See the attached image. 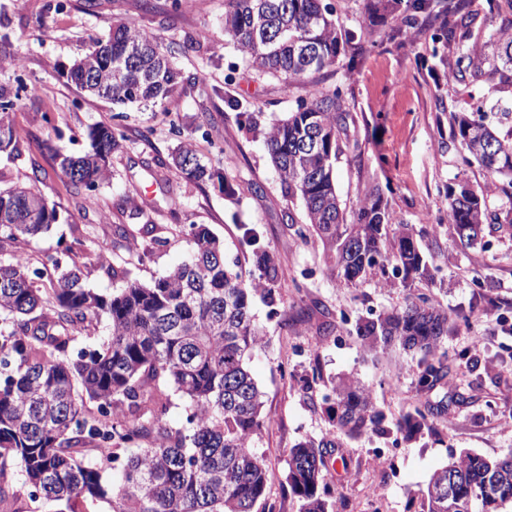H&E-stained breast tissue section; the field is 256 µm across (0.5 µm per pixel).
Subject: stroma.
Listing matches in <instances>:
<instances>
[{"instance_id": "1", "label": "stroma", "mask_w": 512, "mask_h": 512, "mask_svg": "<svg viewBox=\"0 0 512 512\" xmlns=\"http://www.w3.org/2000/svg\"><path fill=\"white\" fill-rule=\"evenodd\" d=\"M328 2L354 38L335 65L291 84L251 67L225 36L224 0L181 6L174 0H0V36H8L16 58L0 69V83L19 95L21 128L20 157L0 158V187L38 175L40 189L66 215L30 239L25 249L31 256L69 246L88 264L98 246L110 248L117 277L89 264L85 271L88 287L104 294L129 280L150 282L186 259L189 225H207L223 242L225 260L246 270L255 267L247 239L257 233L282 268L275 303L258 297L253 304L263 333L250 368L264 393L257 446L268 464V512H299L286 480L288 450L304 436L331 431L321 397L343 376L369 389L385 429L332 450L346 470L327 469L329 498L349 512H422L419 491L450 453L496 458L512 451V232L489 227V250H461L446 197L455 182L486 185L483 170L453 137L458 119L479 110L498 120L512 92L488 77L456 73V41L435 37L464 18L472 30L468 47L487 54L489 33L512 24V0H438L431 17L415 13L413 0H401L392 15L370 13L369 0ZM119 19L135 21L165 47L196 38L194 50L174 59L184 90L164 107L115 106L86 96L67 79L73 61ZM335 88L350 142L335 164L346 215L381 192L398 219L411 225L435 269L433 281L405 288L386 283L379 270L355 285L339 280L333 252L306 228L302 201L284 191L265 133L298 100ZM234 100L247 103L251 116L233 110ZM99 122L119 128L126 140L112 156L110 180L78 193L48 147ZM186 140L241 181L239 199L179 175L171 154ZM119 224L142 244L149 241L145 225H155L169 243L137 258L116 236ZM418 295L450 317L443 344L448 376L431 392L418 385L417 356L368 350L354 331L358 320ZM475 336L485 339L478 352L471 349ZM315 370L320 380L304 389V378ZM458 392L465 404L453 403ZM442 400L447 408L430 416L422 434L408 440L394 431L395 420L416 404ZM390 446L397 449L394 469H375L376 449Z\"/></svg>"}]
</instances>
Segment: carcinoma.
I'll use <instances>...</instances> for the list:
<instances>
[{"instance_id": "cac0c4a2", "label": "carcinoma", "mask_w": 512, "mask_h": 512, "mask_svg": "<svg viewBox=\"0 0 512 512\" xmlns=\"http://www.w3.org/2000/svg\"><path fill=\"white\" fill-rule=\"evenodd\" d=\"M224 34L252 67L301 80L336 63L354 39L336 24L323 0H224ZM492 57L460 48L456 70L498 76L512 89V28L489 35ZM156 38L118 20L105 39L78 57L68 77L90 96L115 105L163 106L183 83ZM346 125L341 92L298 103L265 133L288 195L304 204L305 220L335 253L336 276L355 284L375 269L391 268L403 287L430 279L429 263L412 228L397 220L380 193L344 217L336 193L335 163ZM455 138L484 171L487 183L512 204V126H490L484 116L462 117ZM90 148L59 150L73 188L93 192L110 179L112 153L124 135L97 123L86 132ZM11 91L0 85V155L20 156ZM178 171L210 182L228 198L240 181L206 161L195 146L175 149ZM38 175L0 190V512H25L43 498L60 512H93L112 500V512H256L265 497L268 466L255 438L262 426L263 392L247 361L262 344L252 315L261 291L274 300L277 258L255 249V276L224 259L218 238L204 224L190 225L191 256L150 284L130 282L117 293L87 287L75 260L47 255L36 267L18 245L60 220L37 187ZM454 234L466 248H489L487 191L466 182L448 187ZM128 250L147 255L167 239L141 246L117 226ZM108 335L80 348L95 321ZM448 312L425 298L356 326L376 351L398 345L421 353L419 385L431 389L448 376ZM188 401L186 426L165 420L171 393ZM336 435L359 438L380 427L369 391L341 378L322 398ZM428 406L398 423L411 437L426 424ZM336 435L305 437L288 454L287 482L300 512H332L323 468ZM112 470L117 481L109 483ZM24 479L17 482L15 471ZM426 512H505L512 505V452L489 459L475 452L451 455L421 491Z\"/></svg>"}]
</instances>
